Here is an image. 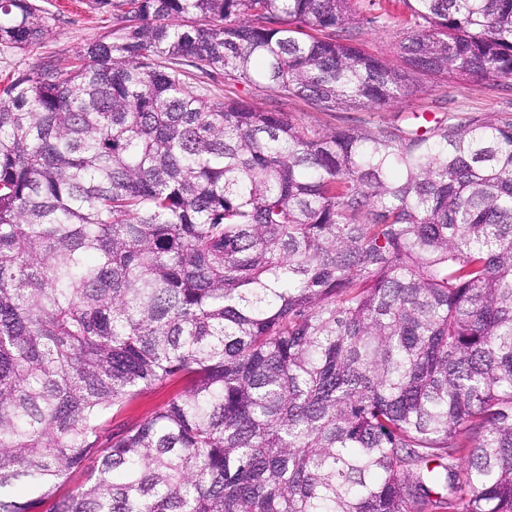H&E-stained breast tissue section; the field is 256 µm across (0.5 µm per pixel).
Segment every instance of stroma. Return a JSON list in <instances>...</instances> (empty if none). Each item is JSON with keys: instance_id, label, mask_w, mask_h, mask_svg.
Segmentation results:
<instances>
[{"instance_id": "stroma-1", "label": "stroma", "mask_w": 512, "mask_h": 512, "mask_svg": "<svg viewBox=\"0 0 512 512\" xmlns=\"http://www.w3.org/2000/svg\"><path fill=\"white\" fill-rule=\"evenodd\" d=\"M52 15L49 33L40 45L25 52H1L0 74L20 72L48 62L67 63L77 50L110 33L112 13L97 8L93 0H39ZM399 24L365 26L358 38L361 48L400 64ZM418 90L410 98L369 112H323L307 102L280 101L276 89L268 84H238L239 100L262 110L280 109L308 133L325 132L367 120L375 123L413 125L418 115L440 119L455 114L461 117H512V85L472 79L458 81L434 75L418 78Z\"/></svg>"}]
</instances>
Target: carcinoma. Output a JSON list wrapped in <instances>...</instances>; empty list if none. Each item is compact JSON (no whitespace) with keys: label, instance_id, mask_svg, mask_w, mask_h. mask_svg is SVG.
<instances>
[{"label":"carcinoma","instance_id":"1","mask_svg":"<svg viewBox=\"0 0 512 512\" xmlns=\"http://www.w3.org/2000/svg\"><path fill=\"white\" fill-rule=\"evenodd\" d=\"M407 10L403 66L357 46ZM94 0L0 79V512H512V119L308 135L512 82V0ZM49 31L0 0V48ZM185 390L123 420L145 391ZM71 1V5L63 2ZM93 0H39L51 14L49 33L26 52L0 51V74L21 72L50 61L67 63L77 50L110 33L112 9H97ZM418 90L405 101L371 112H322L300 99L280 101L276 89L267 83L238 84L235 93L240 101L262 110L281 109L300 130L325 132L336 127L359 124L362 120L375 123H398L402 126L440 119L455 114L460 117H512V85L493 84L483 80L458 81L434 75H420ZM414 115L420 116L415 119Z\"/></svg>","mask_w":512,"mask_h":512}]
</instances>
